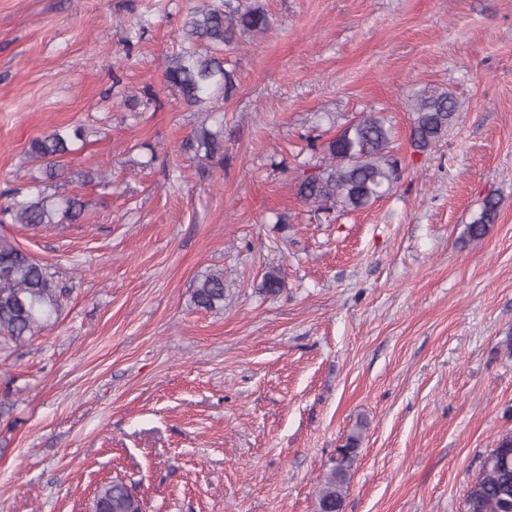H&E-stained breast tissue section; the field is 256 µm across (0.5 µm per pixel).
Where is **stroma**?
Returning <instances> with one entry per match:
<instances>
[{
	"label": "stroma",
	"mask_w": 512,
	"mask_h": 512,
	"mask_svg": "<svg viewBox=\"0 0 512 512\" xmlns=\"http://www.w3.org/2000/svg\"><path fill=\"white\" fill-rule=\"evenodd\" d=\"M199 2L0 0V190L85 204L0 224L70 290L40 333L0 336V512H89L115 478L145 512H318L352 435L342 512H464L512 431V0H260L270 29L220 54V165L182 150L206 113L164 85ZM433 89L456 122L421 153L405 100ZM372 110L400 182L316 215L300 171ZM67 126L85 138L45 179L29 143ZM213 269L224 307L195 309ZM499 201L492 196L487 197L480 211L474 216L470 224L465 228V241H478L488 233L489 226L494 224L498 217Z\"/></svg>",
	"instance_id": "obj_1"
}]
</instances>
